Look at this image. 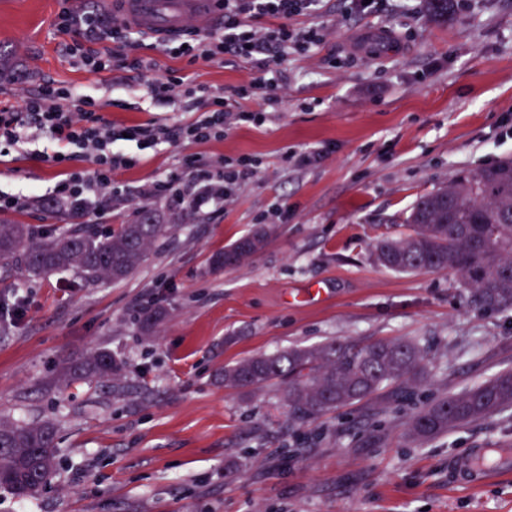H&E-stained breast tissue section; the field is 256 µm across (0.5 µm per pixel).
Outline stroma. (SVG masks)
I'll return each instance as SVG.
<instances>
[{"instance_id":"35a3bbf8","label":"stroma","mask_w":512,"mask_h":512,"mask_svg":"<svg viewBox=\"0 0 512 512\" xmlns=\"http://www.w3.org/2000/svg\"><path fill=\"white\" fill-rule=\"evenodd\" d=\"M455 2L435 21L425 0H377L366 13L324 0L323 41L267 69L191 65L144 36L139 53L157 74L228 97L262 75L278 99L249 101L255 120L220 141L126 144L137 163L113 173L120 187L150 188L191 155L247 156L254 172L218 211L157 201L172 233L125 280L0 269V298L26 299L24 317L0 327V419L58 429L49 486L26 500L0 492V512H512V466L479 486L452 471L472 449L512 451V408L422 444L404 438L417 408L512 369V309L475 311L454 272L397 273L372 255L373 237L397 231L421 196L512 155V0ZM76 8L108 12L112 0H0V106L51 79L106 104L118 125L188 121L135 72L71 64L55 23ZM55 148L39 137L0 156V191L50 193L66 170L39 156ZM310 153L317 162L295 164ZM0 221L62 230L74 219L36 203ZM258 224L277 233L247 265L212 266ZM149 309L162 317L147 333ZM347 337L419 343L425 378L302 426L288 420L281 381L224 385L243 358ZM99 349L124 362L119 379L65 378Z\"/></svg>"}]
</instances>
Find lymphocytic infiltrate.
<instances>
[{"label":"lymphocytic infiltrate","mask_w":512,"mask_h":512,"mask_svg":"<svg viewBox=\"0 0 512 512\" xmlns=\"http://www.w3.org/2000/svg\"><path fill=\"white\" fill-rule=\"evenodd\" d=\"M323 0H223L224 24L203 39L193 38L192 27H184L162 46L173 58H187L189 63H221L225 59L278 65L291 56H300L320 43L322 25L305 29L290 27L298 15H319ZM58 29L72 33L76 42L66 51L74 65L93 74L123 69L124 63L112 55L94 51L93 46L111 39L136 41L131 28L111 15L87 10H73L62 15ZM147 94L180 103L183 111L194 113L188 123L169 124L150 121L126 128L113 125L105 104L77 98L75 92L55 81H43L24 102L22 110L0 109V155L35 135L41 134L64 144V151L46 156L54 166L69 165L65 179L53 188L48 201L82 214L116 197L112 186L114 171L126 169L134 160L124 150L125 141L143 147L180 141L207 142L224 137V129L233 113L226 107L224 95L204 86L185 83L174 73L156 76L146 83ZM187 174L179 185L160 181L153 185L152 196L167 197L175 207L194 211L223 205L239 182L252 174L251 160H240L227 169L217 162L195 157L185 162Z\"/></svg>","instance_id":"1"}]
</instances>
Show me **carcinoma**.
<instances>
[{
  "label": "carcinoma",
  "instance_id": "1",
  "mask_svg": "<svg viewBox=\"0 0 512 512\" xmlns=\"http://www.w3.org/2000/svg\"><path fill=\"white\" fill-rule=\"evenodd\" d=\"M406 231L382 234L373 244L381 266L395 272L453 271L480 312L512 308V156L496 164L461 171L422 196L405 220ZM170 225L159 210L141 207L129 224L105 232L76 224L55 233L29 224H0V265L22 256L28 275L73 270L88 281H118L134 273L149 251L167 237ZM273 229L259 225L217 253V268L244 266L268 243ZM426 351L408 340H333L278 355H257L224 370V385L250 388L274 379L284 382V401L296 424L376 394L390 382L423 378ZM122 362L107 351L89 355L70 369V378L111 380ZM512 407V370L472 389L416 410L405 437L424 442L462 423ZM56 427L0 421V490L18 499L37 495L55 474Z\"/></svg>",
  "mask_w": 512,
  "mask_h": 512
}]
</instances>
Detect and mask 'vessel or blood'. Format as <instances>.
Segmentation results:
<instances>
[{"label":"vessel or blood","mask_w":512,"mask_h":512,"mask_svg":"<svg viewBox=\"0 0 512 512\" xmlns=\"http://www.w3.org/2000/svg\"><path fill=\"white\" fill-rule=\"evenodd\" d=\"M113 13L128 24L167 38L177 33L187 22L203 28L215 26L221 15L220 0H113ZM458 481L479 485L491 480L499 469L494 451L477 448L464 461L454 462Z\"/></svg>","instance_id":"vessel-or-blood-1"}]
</instances>
